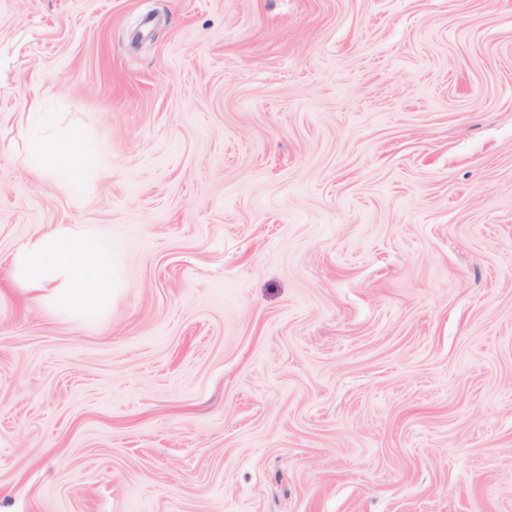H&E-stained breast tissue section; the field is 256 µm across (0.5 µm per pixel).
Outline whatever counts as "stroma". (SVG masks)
Instances as JSON below:
<instances>
[{
	"mask_svg": "<svg viewBox=\"0 0 512 512\" xmlns=\"http://www.w3.org/2000/svg\"><path fill=\"white\" fill-rule=\"evenodd\" d=\"M0 512H512V0H0ZM100 167L98 144L76 127L61 134L38 137L27 162L29 172L53 176L73 197L83 195L86 174ZM26 290L47 294L57 311L93 317L112 299V237L90 225L58 224L11 259Z\"/></svg>",
	"mask_w": 512,
	"mask_h": 512,
	"instance_id": "stroma-1",
	"label": "stroma"
}]
</instances>
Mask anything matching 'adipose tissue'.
Segmentation results:
<instances>
[{
	"mask_svg": "<svg viewBox=\"0 0 512 512\" xmlns=\"http://www.w3.org/2000/svg\"><path fill=\"white\" fill-rule=\"evenodd\" d=\"M101 167L98 144L79 128L37 138L27 168L53 176L71 196H82L85 176ZM27 290L48 295L57 311L92 317L112 299V238L90 225L60 224L33 236L11 259Z\"/></svg>",
	"mask_w": 512,
	"mask_h": 512,
	"instance_id": "obj_1",
	"label": "adipose tissue"
}]
</instances>
